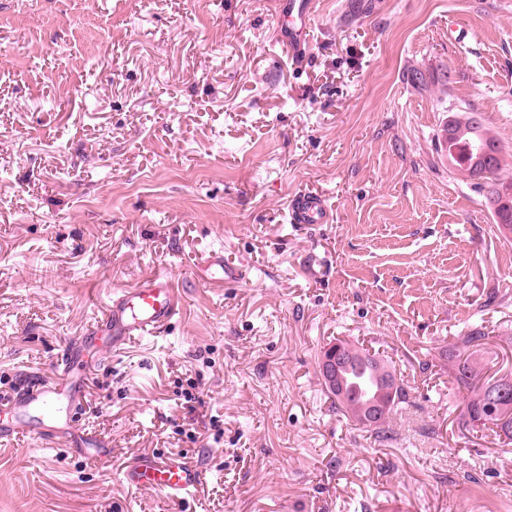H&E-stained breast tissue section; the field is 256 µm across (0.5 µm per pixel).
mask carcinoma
Here are the masks:
<instances>
[{
  "mask_svg": "<svg viewBox=\"0 0 512 512\" xmlns=\"http://www.w3.org/2000/svg\"><path fill=\"white\" fill-rule=\"evenodd\" d=\"M453 135L445 141L450 163L469 179L477 181L482 191L495 185L512 187V181H505L501 171V147L498 139L492 135L485 120L478 112H456L452 114ZM482 142L488 148V161L481 168L474 165L475 156L471 146ZM499 230L512 232V195L504 197L500 206L492 212ZM485 338V332L474 328L462 340V350L458 351L457 376L458 383L469 392L466 411L474 414L481 423L489 422L512 437V377L503 375L496 380H482L484 369L479 347ZM338 344L352 352L354 356L340 366V372L346 377L345 389L339 391L327 388L336 410L342 412L355 424H362V416L367 408L369 398L378 394L383 375H396L395 369L384 359L368 350L340 340ZM385 405L381 413V421L374 427L377 435L387 436L390 417L396 408L407 402L408 392L402 383H397L394 392L382 396Z\"/></svg>",
  "mask_w": 512,
  "mask_h": 512,
  "instance_id": "cac0c4a2",
  "label": "carcinoma"
}]
</instances>
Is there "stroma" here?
Here are the masks:
<instances>
[{
	"instance_id": "1",
	"label": "stroma",
	"mask_w": 512,
	"mask_h": 512,
	"mask_svg": "<svg viewBox=\"0 0 512 512\" xmlns=\"http://www.w3.org/2000/svg\"><path fill=\"white\" fill-rule=\"evenodd\" d=\"M272 2L0 0V391L61 375L114 291L181 296L87 361L111 461L0 444V512H512V442L448 358L479 327L485 378L512 372V233L439 143L481 113L512 180V0H318L298 62ZM304 192L331 223L286 222ZM339 339L409 393L387 437L328 396ZM148 453L194 457L193 499L121 481Z\"/></svg>"
}]
</instances>
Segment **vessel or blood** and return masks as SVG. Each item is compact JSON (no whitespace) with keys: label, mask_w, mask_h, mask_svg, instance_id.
Segmentation results:
<instances>
[{"label":"vessel or blood","mask_w":512,"mask_h":512,"mask_svg":"<svg viewBox=\"0 0 512 512\" xmlns=\"http://www.w3.org/2000/svg\"><path fill=\"white\" fill-rule=\"evenodd\" d=\"M276 2L282 18L277 41L290 53L300 54L311 40L316 0ZM288 221L328 223L324 198L315 193L296 197L288 209ZM177 314L176 290L166 275L149 276L122 289L109 311L65 353L62 380L37 383L24 391L0 396V442L33 435L52 447L66 437L83 455L97 460L110 457L112 450L107 444L88 443L73 426L71 412L78 406L84 387L85 353L93 348L116 351L134 338L166 333ZM202 477V468L189 459L158 454L139 457L122 475L126 484L157 491L173 503L192 498Z\"/></svg>","instance_id":"1"}]
</instances>
